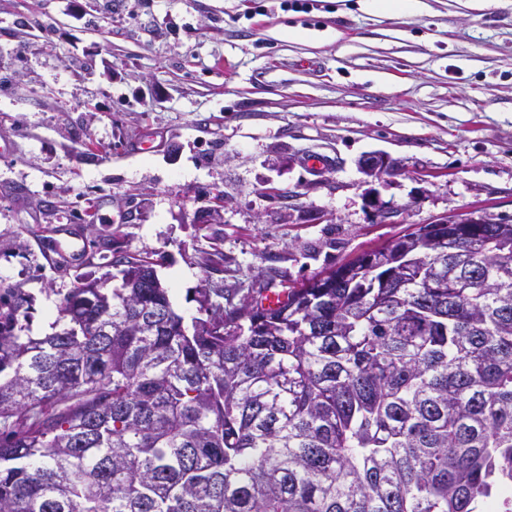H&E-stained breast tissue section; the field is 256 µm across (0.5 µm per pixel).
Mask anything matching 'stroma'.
Here are the masks:
<instances>
[{"label":"stroma","instance_id":"35a3bbf8","mask_svg":"<svg viewBox=\"0 0 512 512\" xmlns=\"http://www.w3.org/2000/svg\"><path fill=\"white\" fill-rule=\"evenodd\" d=\"M4 145L0 288L31 296L30 335L110 249L189 320L216 283L280 292L446 215L512 223V0H0ZM375 151L401 172L366 179Z\"/></svg>","mask_w":512,"mask_h":512}]
</instances>
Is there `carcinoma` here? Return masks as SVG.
<instances>
[{"label": "carcinoma", "mask_w": 512, "mask_h": 512, "mask_svg": "<svg viewBox=\"0 0 512 512\" xmlns=\"http://www.w3.org/2000/svg\"><path fill=\"white\" fill-rule=\"evenodd\" d=\"M379 255L189 325L135 256L45 336L0 292V512H512V224Z\"/></svg>", "instance_id": "carcinoma-1"}]
</instances>
